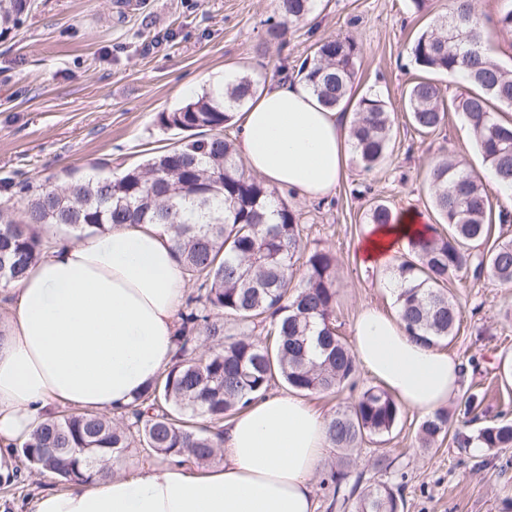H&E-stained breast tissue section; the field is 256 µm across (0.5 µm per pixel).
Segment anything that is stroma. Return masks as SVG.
I'll return each mask as SVG.
<instances>
[{"label": "stroma", "instance_id": "35a3bbf8", "mask_svg": "<svg viewBox=\"0 0 512 512\" xmlns=\"http://www.w3.org/2000/svg\"><path fill=\"white\" fill-rule=\"evenodd\" d=\"M447 10L448 0H428L421 13L410 0H317L278 53L262 46L275 0H31L20 25L0 38V204L20 213L22 183L60 184L67 173L88 176L105 167L117 176L176 145L178 135L158 124V113L212 89L225 69L268 83L282 70L296 72L319 40L354 37L362 46L355 95L379 91L394 114L389 155L370 172L349 164L346 179L327 199L281 192L305 227L307 251L325 249L336 257V326L352 341L361 310L396 309L383 272L358 263L373 203L430 213L426 174L437 156L447 154L466 160L494 207L506 205L461 113H450L442 130L423 136L405 111V91L421 76L410 63L411 43ZM450 290L462 305V322L440 347L463 361L465 384H484L490 418L512 403V382L500 370L501 360L512 355V325L503 320L512 310V284L486 273L462 277ZM375 384L361 369L340 393L307 400L328 418ZM421 419L402 409L392 433L362 443L345 486L402 484L404 512H502V500L512 497V468L502 467L512 460V448H460L447 438L425 449L416 437ZM17 472L13 483H0V512H35L40 496L64 489L26 461H19Z\"/></svg>", "mask_w": 512, "mask_h": 512}]
</instances>
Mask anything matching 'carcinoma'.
Returning a JSON list of instances; mask_svg holds the SVG:
<instances>
[{"mask_svg":"<svg viewBox=\"0 0 512 512\" xmlns=\"http://www.w3.org/2000/svg\"><path fill=\"white\" fill-rule=\"evenodd\" d=\"M30 0H0V37L9 34ZM316 0H277L278 19L268 20L266 48L281 49L287 28L302 23ZM494 27L512 34V0H502ZM475 0H448V12L432 20L413 40L410 54L423 72L463 77L465 88L445 101L429 78L413 82L405 99L413 126L422 134L440 130L449 112H460L483 162L500 186L512 188V121L498 111L512 110V67H505L487 44ZM361 54L351 37L316 43L297 70L326 107L355 103L349 138L355 162L366 172L389 153L394 116L379 94L353 100ZM259 80L237 76L218 92L160 112L158 122L180 132L209 131L181 139L172 149L120 175L50 180L27 189L18 217L0 209V288L22 278L50 247L43 227L104 230L116 224H159L175 243L187 281L196 290L179 313L176 353L171 366L128 404L116 418L54 412L21 446L25 460L60 481L87 484L109 461L136 446L163 459L188 457L207 464L221 450L224 418L266 396L281 380L307 394H336L356 373L353 351L336 329V260L323 250L308 254L301 284L291 282L301 258L304 227L287 202L257 177L245 172L234 143L221 131L230 113L242 108ZM433 208L447 227L429 225L424 238L407 240L404 253L387 268L398 315L412 336L433 345L452 338L460 306L448 282L484 272L512 283V239L487 251H473L492 224L512 222L493 204L479 175L447 157L430 166ZM392 210L378 203L370 223H391ZM271 320L274 341L254 335ZM485 393L475 385L464 393L463 416L455 425L441 409L421 421L417 437L429 447L453 435L459 448H512V410H500L475 433L465 431L478 419ZM400 407L384 389L365 390L350 409L337 410L327 422L333 447L352 450L365 440L392 432ZM402 486L370 484L352 503L353 512H399Z\"/></svg>","mask_w":512,"mask_h":512,"instance_id":"cac0c4a2","label":"carcinoma"}]
</instances>
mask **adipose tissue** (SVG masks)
I'll return each mask as SVG.
<instances>
[{
    "mask_svg": "<svg viewBox=\"0 0 512 512\" xmlns=\"http://www.w3.org/2000/svg\"><path fill=\"white\" fill-rule=\"evenodd\" d=\"M232 121L237 155L270 186L319 199L346 176L350 116L322 105L305 82H271ZM425 231L422 214L393 215L368 228L361 261L390 266ZM185 285L174 242L157 225L53 240L11 286L0 326V481L12 480L17 447L56 405L120 413L170 365ZM353 337L357 363L407 408L431 414L462 388L460 359L409 336L397 316L364 309ZM327 446L326 421L307 401L265 396L225 423L223 460L108 470L46 494L36 512H316L311 479Z\"/></svg>",
    "mask_w": 512,
    "mask_h": 512,
    "instance_id": "1",
    "label": "adipose tissue"
}]
</instances>
